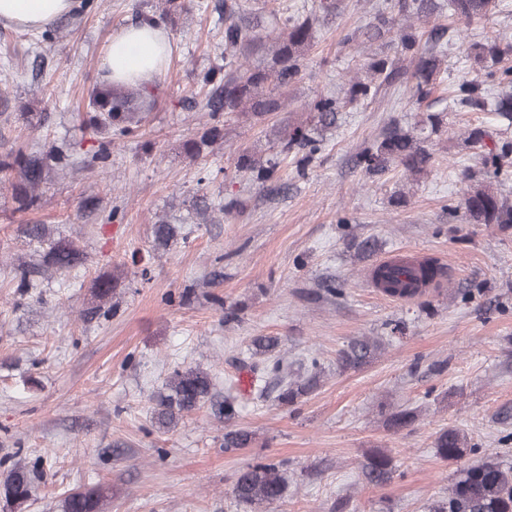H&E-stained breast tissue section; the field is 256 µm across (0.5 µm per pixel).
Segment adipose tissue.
<instances>
[{
	"instance_id": "adipose-tissue-1",
	"label": "adipose tissue",
	"mask_w": 512,
	"mask_h": 512,
	"mask_svg": "<svg viewBox=\"0 0 512 512\" xmlns=\"http://www.w3.org/2000/svg\"><path fill=\"white\" fill-rule=\"evenodd\" d=\"M76 0H0V22L26 29L71 15ZM169 38L155 22L141 21L119 29L105 48L107 81L115 86L148 85L162 74Z\"/></svg>"
}]
</instances>
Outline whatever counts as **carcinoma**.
<instances>
[{
    "mask_svg": "<svg viewBox=\"0 0 512 512\" xmlns=\"http://www.w3.org/2000/svg\"><path fill=\"white\" fill-rule=\"evenodd\" d=\"M496 8V0H448V13L466 25L488 18ZM436 0H379L374 22L364 33L368 42L380 39L393 31L397 36L396 55L409 61V66L398 65L391 58L373 59L365 75L348 81L346 96L340 100L319 93L308 103L316 123L287 125L280 131L277 154L255 157L249 148L238 155V170L262 188L276 181L278 156L293 155L297 168L304 171L320 151V140L315 129L336 125L337 116L348 104L374 97L383 86L405 87L411 111L419 112L431 95L438 80L443 60L440 55L421 44L414 23L438 12ZM313 28L307 20L285 19L282 22L266 17H246L239 14L237 0H224V76L217 79L208 73L203 77L206 88L199 111L215 121L222 114L240 112L261 120L282 106L281 96L299 76L306 53L312 46ZM271 44V65L267 69L245 63L249 53ZM473 62L475 76L465 78L454 87L452 104L466 112L492 111L512 122V67L496 69L494 65L512 58V38H495L467 47ZM156 105L154 89L145 86L114 88L106 83L94 85L88 93L89 119L84 121L97 142L93 157L104 162L110 154L112 140L132 136L141 131L148 111ZM441 131L438 114L429 113L426 119L406 128L392 122L384 129L382 139L364 147L352 159L353 168L383 173L390 166H400L411 174L421 173L430 165L433 154L427 143ZM466 141L479 150L483 170L480 181L464 170V177L472 182L463 198L466 218L476 224H512V204L493 187V182L508 173L512 167V140L492 137L487 130L476 126L468 131ZM78 165L70 145H53L45 152L5 150L0 153V174L16 175L11 182L12 194L18 210L34 211L42 206L43 187L51 174L68 165ZM24 243L40 254L41 260L31 264L21 258L12 266L14 288L20 296H32L38 281L53 275L62 276L86 262L85 253L72 241L54 235L46 224L20 225ZM175 228L160 222L153 227L154 242L166 246L174 237ZM419 275L403 281L391 272L385 276V291L418 297L414 285L431 282L445 274L444 267L434 261L419 265ZM112 278L100 276L93 281V296L100 302L112 299ZM373 344L368 339H357L341 352L338 358L342 370L357 369L370 358ZM269 372L275 374L279 393L277 401L288 406L306 395L313 383L289 382L283 375V360L277 359ZM213 380L197 369H176L165 383L166 392L160 394L151 406L154 423L169 428L184 416L207 403ZM250 435L244 430L224 433V450L244 448ZM467 439L460 431L448 428L438 433L434 448L444 460H458L466 452ZM43 473V459L33 465L15 463L0 480V497L19 507L34 490L35 480ZM365 479L375 485L386 484L393 474L391 458L378 452L363 465ZM288 486V464L283 461H257L239 471L234 497L254 509H262L281 500ZM112 498V488L93 485L79 486L64 494L62 512H106ZM429 512H512V464L494 457L459 471L448 489V496L435 501Z\"/></svg>",
    "mask_w": 512,
    "mask_h": 512,
    "instance_id": "carcinoma-1",
    "label": "carcinoma"
}]
</instances>
